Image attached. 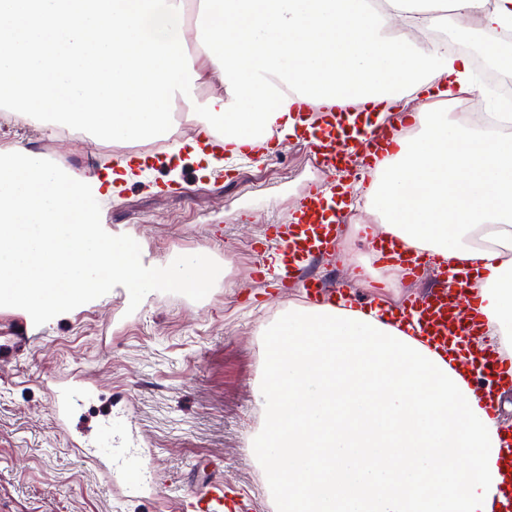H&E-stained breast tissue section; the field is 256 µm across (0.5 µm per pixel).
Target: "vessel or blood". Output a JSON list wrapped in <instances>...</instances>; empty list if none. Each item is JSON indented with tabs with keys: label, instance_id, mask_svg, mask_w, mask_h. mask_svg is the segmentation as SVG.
I'll return each mask as SVG.
<instances>
[{
	"label": "vessel or blood",
	"instance_id": "obj_1",
	"mask_svg": "<svg viewBox=\"0 0 512 512\" xmlns=\"http://www.w3.org/2000/svg\"><path fill=\"white\" fill-rule=\"evenodd\" d=\"M305 115L302 139L311 158L324 166L330 178L311 189L296 206L289 224H274L270 235L255 250L257 257L275 251L281 258V283H290L313 258L335 251L336 229L344 223L351 203L343 188V180L351 173L356 159H363L365 175H372L377 162L387 155L402 129L401 122L387 120L373 123L369 111L359 103L338 100L317 107L302 103ZM378 263H397L414 275L426 265V258L410 259L398 252L390 236H379L374 246ZM454 289L437 288L429 295L402 303L399 311L413 334L430 337L440 347L449 340L475 334L480 320L475 300L468 296L469 277L458 273ZM472 379L487 378L497 385H512V364L488 355L481 364H470ZM43 387L52 400L54 417L61 430H68L72 415L85 409L95 397L97 386L85 375L43 379ZM99 437L91 440L75 434L70 438L82 458L97 464L104 476L113 467H122L136 480L151 481L152 472L133 447V432H125L121 440L112 438V414L104 412L98 422ZM248 498H228L224 485L211 482L187 491L179 500V512H249Z\"/></svg>",
	"mask_w": 512,
	"mask_h": 512
}]
</instances>
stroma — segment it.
Here are the masks:
<instances>
[{"label":"stroma","mask_w":512,"mask_h":512,"mask_svg":"<svg viewBox=\"0 0 512 512\" xmlns=\"http://www.w3.org/2000/svg\"><path fill=\"white\" fill-rule=\"evenodd\" d=\"M0 148L37 152L87 173L115 153L93 133L65 137L27 120L0 126ZM197 168L182 155L177 169L144 171L118 196L101 198L100 207L105 228L139 241L144 261L204 250L223 263L222 283L203 300L156 291L132 312L116 287L111 297L41 326L0 307V330L41 333L0 359V512H172L178 496L213 477L248 494L254 512H276L265 464L247 446L262 423L261 328L305 296L303 288L259 278L252 248L267 236L268 219L291 211L326 174L292 136L272 160L229 158L196 182ZM303 276L334 288L352 283L362 299L395 304L430 291L441 274L429 270L404 287L384 288L372 278L355 283L347 262L328 257ZM74 370L128 409L164 497L120 474L104 480L71 449L41 381Z\"/></svg>","instance_id":"1"}]
</instances>
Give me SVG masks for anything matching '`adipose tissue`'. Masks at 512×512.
I'll return each mask as SVG.
<instances>
[{
    "label": "adipose tissue",
    "instance_id": "1",
    "mask_svg": "<svg viewBox=\"0 0 512 512\" xmlns=\"http://www.w3.org/2000/svg\"><path fill=\"white\" fill-rule=\"evenodd\" d=\"M439 0H201L188 62L185 0H0V105L49 115L117 145L171 142L169 107L195 85L206 130L237 147L295 135V103L368 104L425 91L427 108L375 170L364 207L405 248L467 264L485 330L470 352L512 358V112H449L473 89L467 54L441 37ZM512 66V0H453ZM263 427L277 512H498L500 405L421 336L352 306L289 309L264 327Z\"/></svg>",
    "mask_w": 512,
    "mask_h": 512
}]
</instances>
